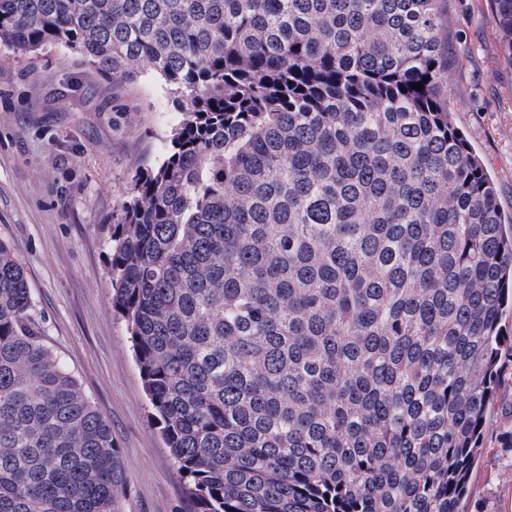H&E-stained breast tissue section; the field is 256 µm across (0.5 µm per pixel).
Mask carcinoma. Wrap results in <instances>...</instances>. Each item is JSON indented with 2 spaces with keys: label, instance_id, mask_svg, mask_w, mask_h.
Wrapping results in <instances>:
<instances>
[{
  "label": "carcinoma",
  "instance_id": "carcinoma-1",
  "mask_svg": "<svg viewBox=\"0 0 512 512\" xmlns=\"http://www.w3.org/2000/svg\"><path fill=\"white\" fill-rule=\"evenodd\" d=\"M440 2L0 0V48L183 103L109 273L189 512H465L512 219L448 111ZM32 307L1 240L0 512H112V427Z\"/></svg>",
  "mask_w": 512,
  "mask_h": 512
}]
</instances>
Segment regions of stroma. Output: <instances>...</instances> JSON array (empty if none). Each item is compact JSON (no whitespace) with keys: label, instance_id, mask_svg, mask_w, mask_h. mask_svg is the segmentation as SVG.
<instances>
[{"label":"stroma","instance_id":"1","mask_svg":"<svg viewBox=\"0 0 512 512\" xmlns=\"http://www.w3.org/2000/svg\"><path fill=\"white\" fill-rule=\"evenodd\" d=\"M452 61L448 109L512 217V63L491 0H442ZM180 118L161 82L107 78L77 54L35 60L0 51V240L29 281L48 347L112 426L114 512H186L183 487L150 407L123 321L112 310L109 236L133 179L159 159ZM486 420L468 512H512V365Z\"/></svg>","mask_w":512,"mask_h":512}]
</instances>
